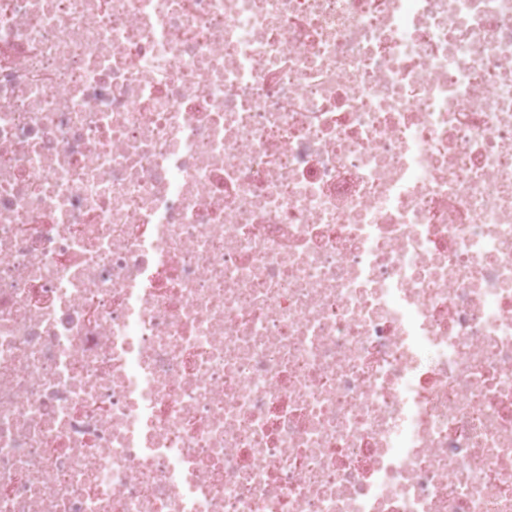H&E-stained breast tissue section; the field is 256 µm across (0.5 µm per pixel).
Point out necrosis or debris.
Here are the masks:
<instances>
[{
	"mask_svg": "<svg viewBox=\"0 0 512 512\" xmlns=\"http://www.w3.org/2000/svg\"><path fill=\"white\" fill-rule=\"evenodd\" d=\"M0 512H512V0H0Z\"/></svg>",
	"mask_w": 512,
	"mask_h": 512,
	"instance_id": "1",
	"label": "necrosis or debris"
}]
</instances>
